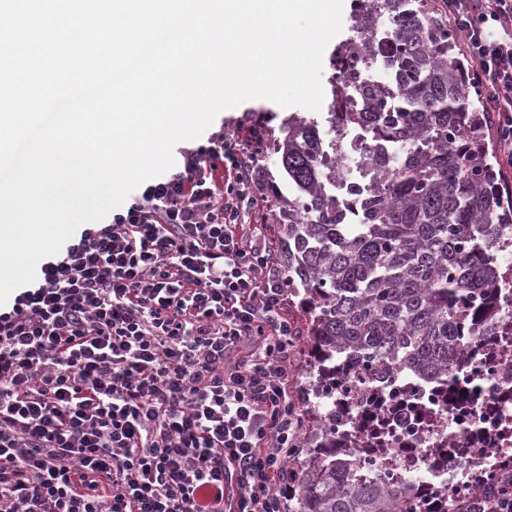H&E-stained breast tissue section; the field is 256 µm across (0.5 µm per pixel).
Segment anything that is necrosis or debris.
<instances>
[{
	"instance_id": "obj_1",
	"label": "necrosis or debris",
	"mask_w": 512,
	"mask_h": 512,
	"mask_svg": "<svg viewBox=\"0 0 512 512\" xmlns=\"http://www.w3.org/2000/svg\"><path fill=\"white\" fill-rule=\"evenodd\" d=\"M389 32L375 25L367 39L355 42L345 53L336 71L339 98H347L353 77L371 84L382 83V70L376 57L385 48ZM484 360L494 362V377L479 380L473 400L477 413L443 414L439 399L429 394L418 379H402L392 373L388 387L405 384L411 391L412 406L401 414L384 407L373 422L362 425L349 421L338 430L339 444L365 453L372 464L401 475H424L436 471L443 461H457L462 448H512V396L502 384L512 379V318L504 317L495 336L483 352Z\"/></svg>"
}]
</instances>
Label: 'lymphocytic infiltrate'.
Instances as JSON below:
<instances>
[{
	"label": "lymphocytic infiltrate",
	"instance_id": "lymphocytic-infiltrate-1",
	"mask_svg": "<svg viewBox=\"0 0 512 512\" xmlns=\"http://www.w3.org/2000/svg\"><path fill=\"white\" fill-rule=\"evenodd\" d=\"M512 166V0H444ZM253 127L74 234L0 306V512H282L288 388ZM472 480L512 512V456Z\"/></svg>",
	"mask_w": 512,
	"mask_h": 512
}]
</instances>
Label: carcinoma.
<instances>
[{
	"label": "carcinoma",
	"mask_w": 512,
	"mask_h": 512,
	"mask_svg": "<svg viewBox=\"0 0 512 512\" xmlns=\"http://www.w3.org/2000/svg\"><path fill=\"white\" fill-rule=\"evenodd\" d=\"M377 21L390 32L380 54L389 82L355 83L329 118L372 137L346 159L377 171L356 223L325 193L338 159L320 154L317 121L289 119L274 145L299 191L283 201L268 185L285 286L307 325L303 393L318 407L288 466V512H448L431 476H394L336 446L345 407L321 396L350 383L353 367L401 372L437 389L449 412L468 399L472 364L512 309V205L489 161L485 114L469 100L459 31L432 0H370L352 28L364 37ZM379 408L367 396L357 417L368 423Z\"/></svg>",
	"instance_id": "1"
}]
</instances>
